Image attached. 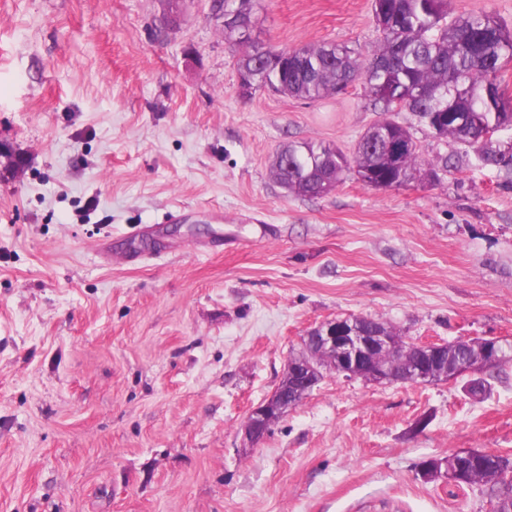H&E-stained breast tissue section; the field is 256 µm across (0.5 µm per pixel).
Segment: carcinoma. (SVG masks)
<instances>
[{
	"label": "carcinoma",
	"instance_id": "obj_1",
	"mask_svg": "<svg viewBox=\"0 0 512 512\" xmlns=\"http://www.w3.org/2000/svg\"><path fill=\"white\" fill-rule=\"evenodd\" d=\"M257 0H224V11L253 27ZM381 43L362 58L345 45L321 44L295 50L301 63L288 59L268 66L262 49L248 38L224 33L239 49L238 69L252 71L256 88L303 100H317L362 83L383 118L369 126L347 155L331 144L290 142L272 162L276 181L288 193L322 197L353 176L378 190L423 181L448 168L449 159L420 157L410 130L391 118L396 103L413 113L438 140L473 148L486 167L512 170V146L501 149L493 135L512 130V97L498 73L512 62V30L491 14L448 19L447 0H372ZM512 459L486 455L476 482L485 486L500 512H512Z\"/></svg>",
	"mask_w": 512,
	"mask_h": 512
}]
</instances>
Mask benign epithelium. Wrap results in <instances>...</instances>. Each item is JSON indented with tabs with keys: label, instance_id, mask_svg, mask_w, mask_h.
<instances>
[{
	"label": "benign epithelium",
	"instance_id": "1",
	"mask_svg": "<svg viewBox=\"0 0 512 512\" xmlns=\"http://www.w3.org/2000/svg\"><path fill=\"white\" fill-rule=\"evenodd\" d=\"M361 321L360 316L329 320L307 332L303 340L313 341L315 348L304 357L290 358L276 388L263 403L250 410L240 428L245 441L243 448H254L288 414L294 407L288 400V388L298 382L307 387L314 385V371L319 372L321 379L327 373H335L373 384L427 383L436 376L449 380L464 378L469 382L473 376H482L512 357V343L506 339L459 336L452 343L478 346L480 356L475 363L450 365L441 360L440 343L408 341L391 327L384 333L368 335L361 329ZM398 347L402 348L405 361L400 370L390 362ZM480 454V450H462L445 458H431L422 464L421 475L426 480L443 478L457 483L461 480L459 458Z\"/></svg>",
	"mask_w": 512,
	"mask_h": 512
}]
</instances>
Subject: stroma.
Instances as JSON below:
<instances>
[{"instance_id": "1", "label": "stroma", "mask_w": 512, "mask_h": 512, "mask_svg": "<svg viewBox=\"0 0 512 512\" xmlns=\"http://www.w3.org/2000/svg\"><path fill=\"white\" fill-rule=\"evenodd\" d=\"M256 17L277 50L380 41L372 0ZM237 55L210 0H0V512H489L418 468L512 457V363L481 399L329 374L243 449L320 322L512 341V172L405 111L440 182L289 194L278 150L351 152L382 114L359 83L242 96ZM482 453H484L482 450H462L449 453L445 458H431L422 464L421 475L425 480L443 478L448 482L458 483L461 480L459 458Z\"/></svg>"}]
</instances>
